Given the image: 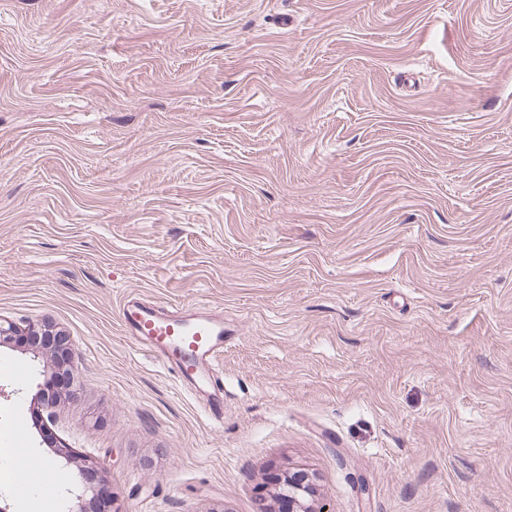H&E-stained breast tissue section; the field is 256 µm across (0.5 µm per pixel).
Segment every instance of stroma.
Instances as JSON below:
<instances>
[{"instance_id":"1","label":"stroma","mask_w":512,"mask_h":512,"mask_svg":"<svg viewBox=\"0 0 512 512\" xmlns=\"http://www.w3.org/2000/svg\"><path fill=\"white\" fill-rule=\"evenodd\" d=\"M224 320V420L124 335ZM0 446L114 512H512V0H0ZM26 421L23 439L6 434ZM66 446L73 463L54 452ZM48 326V327H44ZM41 328L34 326L21 327L12 321L0 317V343L16 338L17 336H35L43 333L45 336H52L51 354H47V367L50 369L58 368L66 370L71 374L72 384L74 382V351L75 344L71 336H68L61 330L53 328L51 325H42ZM45 363V366H46ZM313 486L309 476L296 472L279 482V495L288 501L293 512H316L312 507Z\"/></svg>"}]
</instances>
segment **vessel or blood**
I'll return each mask as SVG.
<instances>
[{"mask_svg":"<svg viewBox=\"0 0 512 512\" xmlns=\"http://www.w3.org/2000/svg\"><path fill=\"white\" fill-rule=\"evenodd\" d=\"M124 333L158 354L180 385L203 401L214 421L224 419V379L215 365L224 352V321L200 310L158 308L136 294L120 306Z\"/></svg>","mask_w":512,"mask_h":512,"instance_id":"vessel-or-blood-1","label":"vessel or blood"}]
</instances>
